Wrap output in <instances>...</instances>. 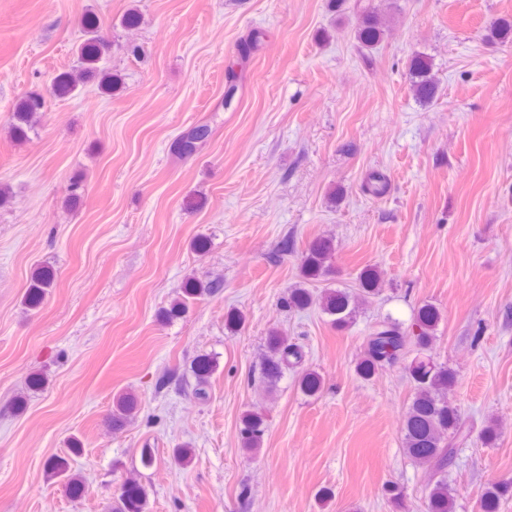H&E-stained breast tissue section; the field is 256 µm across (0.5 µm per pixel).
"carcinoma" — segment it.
I'll list each match as a JSON object with an SVG mask.
<instances>
[{
  "mask_svg": "<svg viewBox=\"0 0 512 512\" xmlns=\"http://www.w3.org/2000/svg\"><path fill=\"white\" fill-rule=\"evenodd\" d=\"M329 4L338 15L348 12L356 15L354 39L360 50L371 51L385 40L389 31L386 14L373 0H329ZM82 30L83 38L77 47L80 63L78 74L63 72L55 78L54 91L61 97L72 94L80 82L92 76L102 80L104 89L113 88L111 75L99 70L106 47L100 19L94 14L85 16ZM490 38L501 43L512 42V20L500 19L490 29ZM408 71L411 90L418 102H434L440 92V80L433 62L416 53L409 60ZM44 109L45 100L40 95L31 94L21 98L10 117L13 137L17 140L28 137L36 118ZM210 135L211 128L206 123L191 126L173 139L169 150L177 158H188ZM333 251V241L328 237H320L308 246L302 253L301 281L288 288L282 307L303 312L316 306L332 326L346 329L354 323L360 307L379 295L381 273L376 267L367 265L358 272L355 288H325L317 294L306 284L329 274ZM53 284V271L48 267L40 268L27 289L26 308L30 311L40 309ZM221 288L223 284L218 280L186 278L179 286L176 298L164 310L163 318L171 321L182 317L193 302L216 294ZM443 319L444 315L436 305L424 302L418 307L412 329L408 332L389 319L377 322L364 336V355L356 366L357 374L369 380L378 370L404 360V370L413 385V394L402 427L403 448L414 463L425 465L432 472V478L424 489L422 512H455L454 494L448 485V467L456 459V445L469 437L460 412L448 405V389L457 382L456 372L432 355L438 327ZM305 360L304 347L289 341L287 336L274 328L269 332L259 367L260 381L266 389L274 390L286 373L297 371L300 391L307 397H314L321 392L323 381L319 372L304 367ZM216 369L217 360L209 355H201L193 360L191 371L196 380L193 394L197 400H209L208 380ZM137 411L138 401L133 394L125 392L115 396L112 424H124L135 417ZM267 431L266 419L261 413H245L239 430L241 447L248 452L258 451L263 446ZM498 438L499 427L493 419L483 426L477 436L482 445L490 448L495 446ZM48 469L52 477L62 480L70 496L80 497L85 493L84 482L71 472L68 458H52ZM511 495V482H491L477 499L475 512H499L502 501ZM146 505L144 489L129 484L120 489L112 503V512H145Z\"/></svg>",
  "mask_w": 512,
  "mask_h": 512,
  "instance_id": "cac0c4a2",
  "label": "carcinoma"
}]
</instances>
